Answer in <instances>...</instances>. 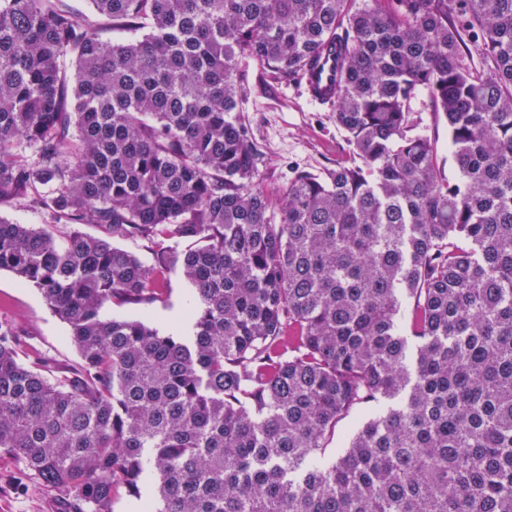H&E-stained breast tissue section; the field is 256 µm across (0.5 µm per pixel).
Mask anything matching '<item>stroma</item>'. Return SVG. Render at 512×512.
<instances>
[{
	"instance_id": "obj_1",
	"label": "stroma",
	"mask_w": 512,
	"mask_h": 512,
	"mask_svg": "<svg viewBox=\"0 0 512 512\" xmlns=\"http://www.w3.org/2000/svg\"><path fill=\"white\" fill-rule=\"evenodd\" d=\"M248 82L240 117L251 128L263 154L264 185L284 186L293 169L320 172L347 160L349 147L331 119L328 106L309 100L303 85L272 79L255 63L246 67ZM193 303L180 271L169 275L167 305H107L104 317L145 319L163 332L176 329ZM0 322L21 331L23 353L41 356L69 374L80 361L67 342V325L50 309L38 289L20 287L14 274L0 271ZM0 512H61L57 494L16 456L0 453Z\"/></svg>"
}]
</instances>
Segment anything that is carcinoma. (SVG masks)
<instances>
[{"label": "carcinoma", "instance_id": "1", "mask_svg": "<svg viewBox=\"0 0 512 512\" xmlns=\"http://www.w3.org/2000/svg\"><path fill=\"white\" fill-rule=\"evenodd\" d=\"M91 2L0 0V206L46 218L0 216V271L81 358L52 380L0 324V452L63 512H512V0ZM326 55L351 161L268 191L242 62ZM176 267L190 334L103 317ZM428 97L425 92L413 103L415 115L420 119V126L427 130L429 134L435 135L438 139L440 154L445 160V172L448 178L452 179L456 175L455 161L450 152H448V130L444 121L438 115L424 105ZM424 102V103H423ZM0 213L5 218L18 224L40 225L45 223V218L41 213L19 204L2 206ZM380 405L368 404L363 405L340 420L336 426V433L331 438L325 449L324 458L327 461L336 457V454L345 446V442L349 435L354 431L357 425L365 418H368L379 411Z\"/></svg>", "mask_w": 512, "mask_h": 512}]
</instances>
